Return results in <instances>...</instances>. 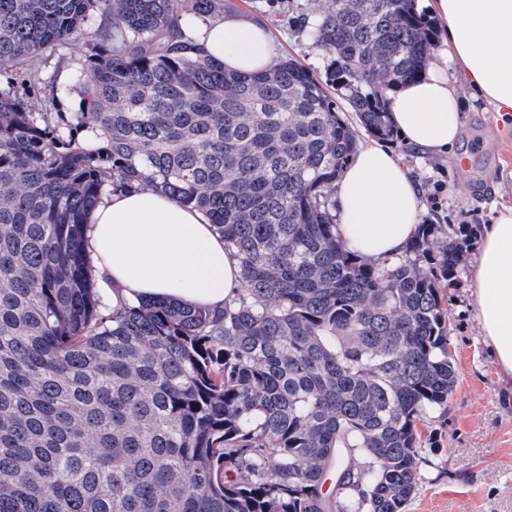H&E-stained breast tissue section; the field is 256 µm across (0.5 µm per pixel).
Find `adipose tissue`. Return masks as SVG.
I'll list each match as a JSON object with an SVG mask.
<instances>
[{
  "label": "adipose tissue",
  "instance_id": "adipose-tissue-1",
  "mask_svg": "<svg viewBox=\"0 0 512 512\" xmlns=\"http://www.w3.org/2000/svg\"><path fill=\"white\" fill-rule=\"evenodd\" d=\"M445 35L446 53L421 79L391 95V121L406 143L443 151L460 137L458 93L449 68L476 95L512 112V0H426ZM202 55L225 69L267 68L275 46L265 29L235 16L196 36ZM337 231L354 251L380 261L414 236L421 192L387 148L369 144L344 168L336 188ZM88 250L100 288L113 307L135 299L204 305L219 311L241 286L238 260L201 211L147 190L104 197L93 210ZM477 318L501 371L512 377V208L483 237L476 272Z\"/></svg>",
  "mask_w": 512,
  "mask_h": 512
}]
</instances>
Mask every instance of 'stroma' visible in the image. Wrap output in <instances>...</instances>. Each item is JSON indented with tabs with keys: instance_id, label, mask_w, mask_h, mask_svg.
<instances>
[{
	"instance_id": "1",
	"label": "stroma",
	"mask_w": 512,
	"mask_h": 512,
	"mask_svg": "<svg viewBox=\"0 0 512 512\" xmlns=\"http://www.w3.org/2000/svg\"><path fill=\"white\" fill-rule=\"evenodd\" d=\"M232 2L237 18L267 27L279 56L324 74L326 59L297 22L310 0ZM78 58L76 47L66 45L10 67L14 93L39 107L76 110ZM459 109L463 133L448 153L413 149L397 135L383 141L426 194H433L434 181L446 184L441 208H426L423 223L461 224L471 232L465 262L439 288L451 324L456 386L447 409L429 412L416 424L423 462L408 512H512V379L502 376L483 336L472 288L485 229L512 208V121L467 94L460 96ZM476 147L486 173L473 180L453 161Z\"/></svg>"
}]
</instances>
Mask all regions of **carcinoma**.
<instances>
[{"instance_id": "obj_1", "label": "carcinoma", "mask_w": 512, "mask_h": 512, "mask_svg": "<svg viewBox=\"0 0 512 512\" xmlns=\"http://www.w3.org/2000/svg\"><path fill=\"white\" fill-rule=\"evenodd\" d=\"M222 0H0V67L81 48L74 112L0 88V512H405L415 422L456 372L439 281L465 228L421 224L381 267L328 206L387 94L436 45L417 0H316L325 78L228 71L181 21ZM99 16L110 27L93 31ZM153 188L210 217L243 269L213 312L100 307L89 216Z\"/></svg>"}]
</instances>
